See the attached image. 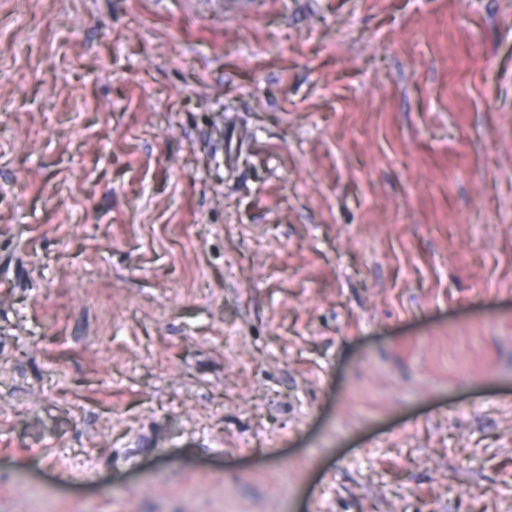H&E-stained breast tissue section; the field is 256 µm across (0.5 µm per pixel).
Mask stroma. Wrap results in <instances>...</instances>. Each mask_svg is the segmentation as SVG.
<instances>
[{
	"instance_id": "obj_1",
	"label": "stroma",
	"mask_w": 512,
	"mask_h": 512,
	"mask_svg": "<svg viewBox=\"0 0 512 512\" xmlns=\"http://www.w3.org/2000/svg\"><path fill=\"white\" fill-rule=\"evenodd\" d=\"M0 0V512H512V0Z\"/></svg>"
}]
</instances>
